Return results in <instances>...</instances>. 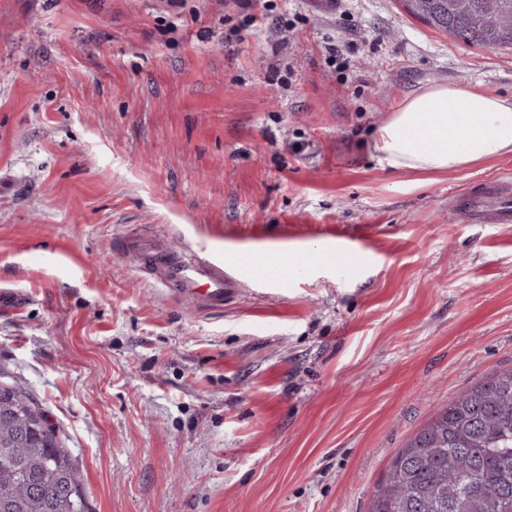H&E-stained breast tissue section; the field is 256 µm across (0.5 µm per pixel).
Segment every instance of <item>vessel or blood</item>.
Returning a JSON list of instances; mask_svg holds the SVG:
<instances>
[{"instance_id": "obj_1", "label": "vessel or blood", "mask_w": 512, "mask_h": 512, "mask_svg": "<svg viewBox=\"0 0 512 512\" xmlns=\"http://www.w3.org/2000/svg\"><path fill=\"white\" fill-rule=\"evenodd\" d=\"M453 208L463 224L484 223L490 212L497 223L511 224L512 179L504 176L481 192L455 194ZM118 248L155 275L162 288L202 309L223 308L225 301L235 295L237 281L232 269L245 262L241 256L221 261L199 252L177 251L163 241L136 233L121 238Z\"/></svg>"}]
</instances>
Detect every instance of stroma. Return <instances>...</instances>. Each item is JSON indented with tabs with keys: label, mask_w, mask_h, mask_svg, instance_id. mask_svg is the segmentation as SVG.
Masks as SVG:
<instances>
[{
	"label": "stroma",
	"mask_w": 512,
	"mask_h": 512,
	"mask_svg": "<svg viewBox=\"0 0 512 512\" xmlns=\"http://www.w3.org/2000/svg\"><path fill=\"white\" fill-rule=\"evenodd\" d=\"M434 85L511 99L512 51L399 0H0V367L91 512H369L398 448L512 368V228L448 204L512 154L429 175L369 148ZM132 231L247 255L236 296L163 293Z\"/></svg>",
	"instance_id": "1"
}]
</instances>
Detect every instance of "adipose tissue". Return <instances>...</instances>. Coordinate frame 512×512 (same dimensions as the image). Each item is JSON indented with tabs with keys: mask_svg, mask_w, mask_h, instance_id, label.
<instances>
[{
	"mask_svg": "<svg viewBox=\"0 0 512 512\" xmlns=\"http://www.w3.org/2000/svg\"><path fill=\"white\" fill-rule=\"evenodd\" d=\"M378 162L396 171H463L512 153V99L483 90L428 87L405 98L372 142Z\"/></svg>",
	"mask_w": 512,
	"mask_h": 512,
	"instance_id": "1",
	"label": "adipose tissue"
}]
</instances>
